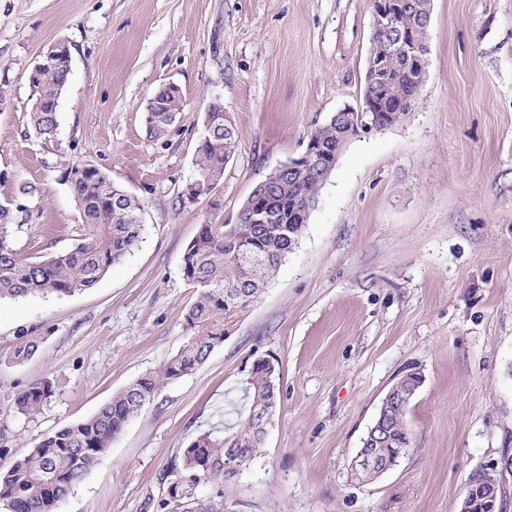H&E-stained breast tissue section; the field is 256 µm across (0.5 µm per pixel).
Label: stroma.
Wrapping results in <instances>:
<instances>
[{"label":"stroma","mask_w":512,"mask_h":512,"mask_svg":"<svg viewBox=\"0 0 512 512\" xmlns=\"http://www.w3.org/2000/svg\"><path fill=\"white\" fill-rule=\"evenodd\" d=\"M373 0H0V203L36 184L24 256L72 247L80 211L63 174L100 168L143 198L138 246L92 288L0 305V448L22 458L185 342L196 290L181 258L206 221L235 224L252 188L300 157L312 130L359 105ZM65 43L72 67L53 139L28 122L29 71ZM411 111L351 140L297 248L191 374L133 416L57 512H154L163 475L202 432L231 426L248 370L273 358L279 401L248 469L206 484L224 512H460L494 475L512 512V0H433ZM183 107L161 140L152 94ZM221 103L238 146L187 201L204 114ZM39 352L11 360L18 336ZM417 372L412 446L374 481L351 475L390 388ZM47 378L31 419L13 397ZM171 89V99H166L170 96V91L167 85L159 88L150 100L149 112L146 116V127L149 138L159 140L166 135L170 126L176 121L178 112H173L180 104L181 91L175 84H169ZM157 99H166L163 101H156Z\"/></svg>","instance_id":"35a3bbf8"}]
</instances>
